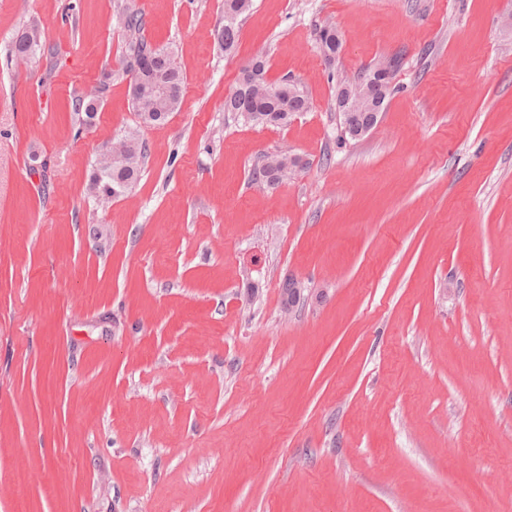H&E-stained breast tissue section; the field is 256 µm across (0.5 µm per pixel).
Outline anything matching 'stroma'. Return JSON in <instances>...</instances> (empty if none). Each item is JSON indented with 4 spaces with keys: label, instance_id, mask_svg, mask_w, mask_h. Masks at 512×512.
I'll list each match as a JSON object with an SVG mask.
<instances>
[{
    "label": "stroma",
    "instance_id": "1",
    "mask_svg": "<svg viewBox=\"0 0 512 512\" xmlns=\"http://www.w3.org/2000/svg\"><path fill=\"white\" fill-rule=\"evenodd\" d=\"M129 10L186 76L161 125L129 101ZM223 12L0 0V512H512V0H253L230 54ZM257 56L309 94L287 127L224 109ZM394 56L341 140L337 81ZM133 130L141 176L99 202ZM270 152L308 165L258 189ZM337 39L336 28L332 24L327 23L320 29L318 34V49L324 61L329 65L336 61V52L338 50V45H336ZM326 57L330 58L329 62ZM24 32L30 34L29 40L26 41V39L18 36L14 42L12 52L17 59L23 61L28 67L35 68L41 58L45 56L46 44L37 27L31 26ZM399 65V60L397 58H392L388 60V66L392 71L391 79L388 85L383 86L382 90L378 93L376 97L380 98L376 102V106L374 109L369 112L370 117L365 121H357V112H362L364 110H356L349 106V98L348 92L344 93L341 97L336 100L337 110L341 116V133L344 137L349 136L352 139H361L368 135L378 124V116L382 114L384 110L385 101L391 94L392 86L390 88V83L393 78L394 71ZM382 103V104H381ZM381 107V110H380ZM380 110V112H379ZM124 148L117 154H112V146L105 153L112 158L109 162L102 156L92 173L91 188L98 200H109L120 197L133 188L147 156L146 143L134 135L121 138ZM97 171V172H96Z\"/></svg>",
    "mask_w": 512,
    "mask_h": 512
}]
</instances>
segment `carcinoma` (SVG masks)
<instances>
[{"instance_id":"obj_1","label":"carcinoma","mask_w":512,"mask_h":512,"mask_svg":"<svg viewBox=\"0 0 512 512\" xmlns=\"http://www.w3.org/2000/svg\"><path fill=\"white\" fill-rule=\"evenodd\" d=\"M253 0H224L223 25L218 30V39L224 50L235 48L240 29L241 18L251 10ZM124 27L130 32L127 57L139 56L144 66L139 72L125 68L130 76L129 86L140 82L157 80L175 91L171 100L147 98L130 93L132 108L142 124H162L178 110L183 90L184 75L175 53L167 48L154 47L137 36L143 27V19L138 13L127 12L124 16ZM29 39L19 37L13 45L15 57L28 67L38 66L45 56L46 44L40 30L31 26L26 29ZM318 49L322 57L336 61V28L331 24L324 25L318 34ZM98 97H79L75 100V111L85 114V120L94 118L97 112ZM310 106V99L304 89L294 82L283 79L271 83L265 77V69H245L242 83L224 100V111L236 112L245 119L262 125L286 126L290 121L289 114ZM124 148L119 157L107 160L101 157L91 176V188L99 200L120 197L133 188L147 156L146 143L134 135L123 138ZM298 174L296 167L289 163L286 154L275 153L263 156L261 163L254 167L251 179L254 183L274 188Z\"/></svg>"}]
</instances>
